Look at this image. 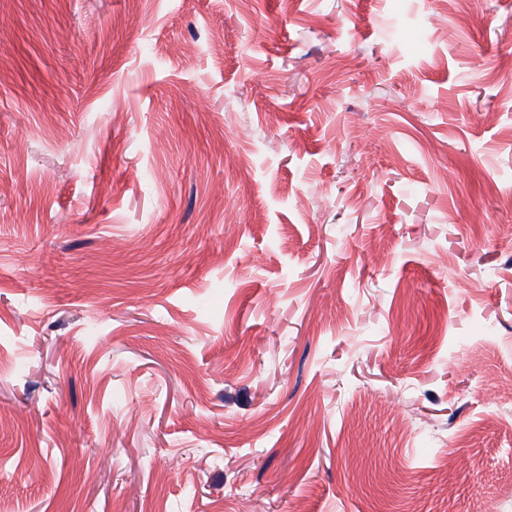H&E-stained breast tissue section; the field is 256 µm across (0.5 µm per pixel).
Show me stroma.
<instances>
[{
    "label": "stroma",
    "instance_id": "stroma-1",
    "mask_svg": "<svg viewBox=\"0 0 512 512\" xmlns=\"http://www.w3.org/2000/svg\"><path fill=\"white\" fill-rule=\"evenodd\" d=\"M512 512V0H0L6 512Z\"/></svg>",
    "mask_w": 512,
    "mask_h": 512
}]
</instances>
